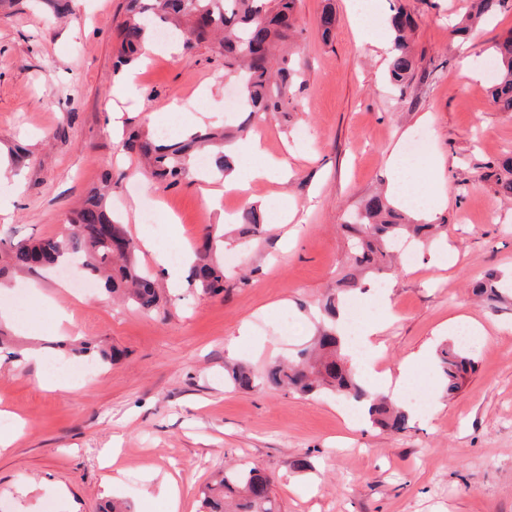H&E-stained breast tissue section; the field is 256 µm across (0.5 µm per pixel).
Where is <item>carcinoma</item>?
Wrapping results in <instances>:
<instances>
[{
  "instance_id": "carcinoma-1",
  "label": "carcinoma",
  "mask_w": 512,
  "mask_h": 512,
  "mask_svg": "<svg viewBox=\"0 0 512 512\" xmlns=\"http://www.w3.org/2000/svg\"><path fill=\"white\" fill-rule=\"evenodd\" d=\"M508 0H472L470 10L456 30L468 34L486 15L505 6ZM296 0H128L126 15L116 24L120 45L117 64L126 66L139 57L147 37L158 39L161 30L175 32L182 47L192 50L207 45L224 57L225 72L234 75L241 88L240 111L246 117L239 126L244 133L253 118L276 116L293 104L299 70L288 47L296 43L292 18ZM323 39L336 26V15L326 6L318 20ZM414 22L402 7L393 10L390 28L393 50L388 69L389 82L402 89L413 79L416 57L408 32ZM495 78L488 88L492 103L501 112H512V36L492 46ZM217 135L200 130L169 142L158 141L141 129L129 134L126 149L142 165L141 173L157 184L175 185L191 176L195 151L210 144ZM485 179L495 193L512 199V156L490 167ZM239 234L256 237L264 222L257 211L245 208L239 219ZM341 228L348 237L350 272L327 297L322 311L328 320L315 342L301 349L297 359L270 365L262 374L239 364L227 374L228 382L239 390L262 388L300 394L314 392L341 396L366 405L372 427L399 434L408 428L410 415L386 397L366 389L360 382L348 353L336 335V311L341 296L360 288L357 274L374 276L393 272L389 258L404 245L425 246L437 237L438 224L417 223L398 209L385 195L368 198L356 220ZM137 246L118 219L112 216L107 194L95 191L84 202L68 225L65 235L49 236L16 247L14 266L27 270L51 267L65 255L84 259L87 273L102 281L105 288L123 296L132 306L158 310L164 306L156 281L137 264ZM213 237L206 234L197 249L195 264L189 269V282L205 294L224 290V265L212 257ZM472 294L490 302L503 298V283L494 273L471 285ZM447 395L458 392L474 367L473 360L452 345L438 353ZM203 512H278L270 479L256 467L242 466L222 471L201 491Z\"/></svg>"
}]
</instances>
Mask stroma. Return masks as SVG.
<instances>
[{
    "label": "stroma",
    "instance_id": "stroma-1",
    "mask_svg": "<svg viewBox=\"0 0 512 512\" xmlns=\"http://www.w3.org/2000/svg\"><path fill=\"white\" fill-rule=\"evenodd\" d=\"M388 18L403 6L417 22L412 43L416 76L398 90L385 80L388 54L364 40L354 24V0H298L297 59L302 83L293 108L252 132L290 171L286 182L258 181L255 197H279L296 213L279 225L264 209L266 234L223 251L224 291L212 296L189 284L170 287L145 250L139 265L155 275L164 309L143 311L114 302L100 284L75 287L71 273L14 266L17 244L64 232L94 188L112 186V210L128 231L158 233L193 249L220 212H240L226 191L213 211L201 181L150 190L136 163L112 138L110 112L121 105L125 127L150 128L151 113L207 112L214 129H233L231 79L224 61L202 47L152 56L139 76L140 98L119 103L121 73L113 20L124 0H72L74 14L55 18L43 0L0 8V150L21 147V167L0 168V197L13 213L0 221V411L11 445L0 451V512H99L108 500L130 512H201V488L215 471L236 463L260 467L272 480L281 512H512V298L479 302L471 283L496 271L512 284V199L485 181L488 165L512 154V112L499 111L486 89L483 64L493 43L512 33V8L496 11L469 39L452 20L469 0H370ZM336 14L323 41L317 16ZM443 163L444 199L436 223L452 264H417L386 278L394 317L377 340L378 368L398 373L427 351L412 389L426 388L430 414L411 416L392 435L361 419L347 424L329 394L240 391L224 368L254 369L291 357L316 332L318 304L345 269L341 226L364 200L386 191L391 150L406 151L418 134ZM172 222L164 230L142 221L144 201ZM39 282L44 296L28 287ZM25 297L29 314L14 301ZM66 307L79 336L54 332ZM466 316L481 325L470 352L475 369L447 396L438 352L455 339L449 322ZM122 350L114 365L70 382L41 385L49 358L76 359V346ZM38 348L40 360L30 359ZM177 482L178 506L149 486L153 475ZM65 486L67 496L55 489Z\"/></svg>",
    "mask_w": 512,
    "mask_h": 512
}]
</instances>
